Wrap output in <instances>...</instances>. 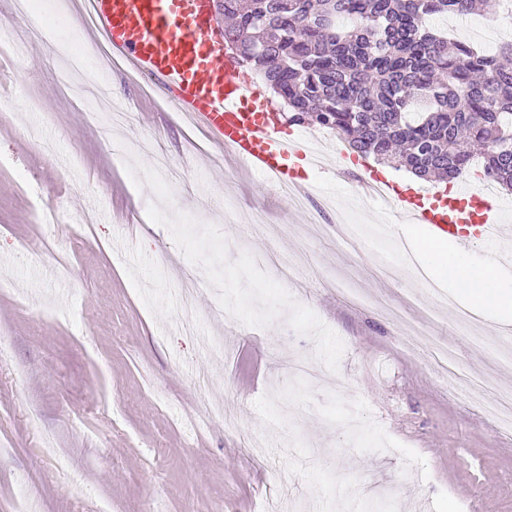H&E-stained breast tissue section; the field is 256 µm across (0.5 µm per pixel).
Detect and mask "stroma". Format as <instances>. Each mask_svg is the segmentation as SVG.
I'll list each match as a JSON object with an SVG mask.
<instances>
[{
    "mask_svg": "<svg viewBox=\"0 0 512 512\" xmlns=\"http://www.w3.org/2000/svg\"><path fill=\"white\" fill-rule=\"evenodd\" d=\"M88 25L73 0L0 11V512H512V430L482 411L512 389L496 361L512 324L392 275L402 238L379 230L398 219L357 193L335 133L307 173L322 217L151 78L112 82L124 117L103 136L41 41L82 53L94 86L106 46ZM52 208L92 231L43 223ZM191 278L199 336L223 350L182 332Z\"/></svg>",
    "mask_w": 512,
    "mask_h": 512,
    "instance_id": "stroma-1",
    "label": "stroma"
}]
</instances>
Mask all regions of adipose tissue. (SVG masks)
I'll use <instances>...</instances> for the list:
<instances>
[{
    "mask_svg": "<svg viewBox=\"0 0 512 512\" xmlns=\"http://www.w3.org/2000/svg\"><path fill=\"white\" fill-rule=\"evenodd\" d=\"M416 254L424 259L428 276L454 288L465 306L505 322H512V273L494 261H471L467 254L452 251L447 240L434 238L426 226L413 228Z\"/></svg>",
    "mask_w": 512,
    "mask_h": 512,
    "instance_id": "adipose-tissue-1",
    "label": "adipose tissue"
}]
</instances>
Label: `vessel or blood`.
<instances>
[{"instance_id":"vessel-or-blood-1","label":"vessel or blood","mask_w":512,"mask_h":512,"mask_svg":"<svg viewBox=\"0 0 512 512\" xmlns=\"http://www.w3.org/2000/svg\"><path fill=\"white\" fill-rule=\"evenodd\" d=\"M90 15V37L104 39L125 70L157 80L212 144L295 192L307 190L286 164L303 154V145L267 118L269 101L246 79L237 52L224 47L211 0H90ZM379 184L381 198L405 222L427 224L434 236L463 248L476 240L490 244L494 262L512 264V226L503 223L493 191L459 184L442 196L402 191L384 178Z\"/></svg>"}]
</instances>
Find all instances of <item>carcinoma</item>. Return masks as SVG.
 Instances as JSON below:
<instances>
[{
    "label": "carcinoma",
    "mask_w": 512,
    "mask_h": 512,
    "mask_svg": "<svg viewBox=\"0 0 512 512\" xmlns=\"http://www.w3.org/2000/svg\"><path fill=\"white\" fill-rule=\"evenodd\" d=\"M499 0H224L242 61L288 106V122L428 179L475 157L512 190V42L487 53L434 31L442 15Z\"/></svg>",
    "instance_id": "obj_1"
}]
</instances>
